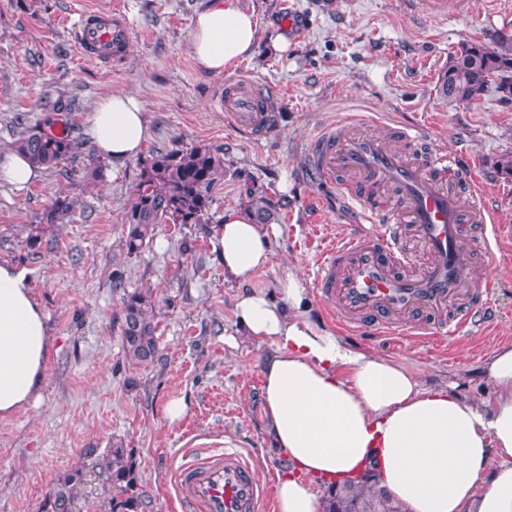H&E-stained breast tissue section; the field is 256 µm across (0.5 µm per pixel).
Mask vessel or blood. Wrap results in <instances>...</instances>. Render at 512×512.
<instances>
[{"label": "vessel or blood", "instance_id": "b4317fda", "mask_svg": "<svg viewBox=\"0 0 512 512\" xmlns=\"http://www.w3.org/2000/svg\"><path fill=\"white\" fill-rule=\"evenodd\" d=\"M80 49L100 61L122 57L130 47L123 26L103 12L83 14L76 29ZM224 109L232 122L262 132L271 122L258 88L248 82L230 89ZM312 174L342 175L366 192L392 189L397 210L361 208L359 232L325 247L314 288L330 314L350 331L382 333L398 318L418 317V333L434 340L472 324L476 308L488 307L495 282L475 289L460 254L473 241H487L493 223L477 181L467 193L450 188L447 174L457 156L435 154L413 160L385 141L346 129L318 135ZM177 500L189 512H267L270 489L257 482L249 460L233 448L188 452L175 476Z\"/></svg>", "mask_w": 512, "mask_h": 512}]
</instances>
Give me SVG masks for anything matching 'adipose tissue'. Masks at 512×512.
Returning a JSON list of instances; mask_svg holds the SVG:
<instances>
[{
	"mask_svg": "<svg viewBox=\"0 0 512 512\" xmlns=\"http://www.w3.org/2000/svg\"><path fill=\"white\" fill-rule=\"evenodd\" d=\"M257 41V18L239 0H209L190 30L193 57L208 74L250 57ZM90 135L102 156L137 157L147 137L142 101L100 98ZM216 250L225 276L247 283L269 262L270 234L249 210L232 208ZM279 294L274 301L245 292L235 306L244 336L271 346L262 397L271 439L289 461L274 512H325L315 481L342 483L367 469L373 488L402 512H512V344L484 364L491 403L467 401L315 323L298 274L280 280ZM53 343L25 270L0 264V420L38 395Z\"/></svg>",
	"mask_w": 512,
	"mask_h": 512,
	"instance_id": "1",
	"label": "adipose tissue"
}]
</instances>
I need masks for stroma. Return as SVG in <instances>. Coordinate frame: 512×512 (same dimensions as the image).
Instances as JSON below:
<instances>
[{"label": "stroma", "mask_w": 512, "mask_h": 512, "mask_svg": "<svg viewBox=\"0 0 512 512\" xmlns=\"http://www.w3.org/2000/svg\"><path fill=\"white\" fill-rule=\"evenodd\" d=\"M256 14L254 54L219 75L196 66L193 19L206 0H0V151L18 137L17 115L44 116L46 101L71 102L62 113L79 148L65 174L42 170L23 189L0 185V263L26 270L55 336L39 397L0 420V512H41L49 487L79 469L85 475L76 512H108L110 491L96 459L121 445L134 449L146 512H182L174 472L186 448H236L260 482L287 469L267 430L260 361L267 343L238 337L234 308L247 291L278 298V281L295 271L311 282L322 248L358 230L340 187L315 179L311 143L324 129L347 126L382 137L398 152L458 154L461 171L482 184L502 227L512 228V176L496 160L512 153V101L489 92L448 102L438 79L460 43L512 31V0H240ZM111 12L131 36L128 55L104 64L82 55L73 30L83 10ZM284 32L277 52L270 37ZM256 83L273 114L262 134L234 126L220 104L228 87ZM140 98L148 139L141 157L112 163L88 135L94 103L107 93ZM417 129L400 138L401 126ZM206 144L224 155V181L212 223L161 224L152 241L131 253L127 212L140 166L159 151ZM272 199L287 198L272 233L267 266L250 282L226 278L215 250L216 220L246 205L248 182ZM73 208L46 226L38 255L17 245L16 231L40 223L60 197ZM512 243L493 257L463 252L476 287L497 284L496 311L474 329L430 341L414 333L415 316L396 337L359 339L356 350L414 372L428 386L454 384L468 401H486L485 358L512 342ZM152 291L161 359L137 366L122 344L123 295ZM183 400L184 416L165 407ZM96 449L89 457L87 449Z\"/></svg>", "instance_id": "1"}]
</instances>
